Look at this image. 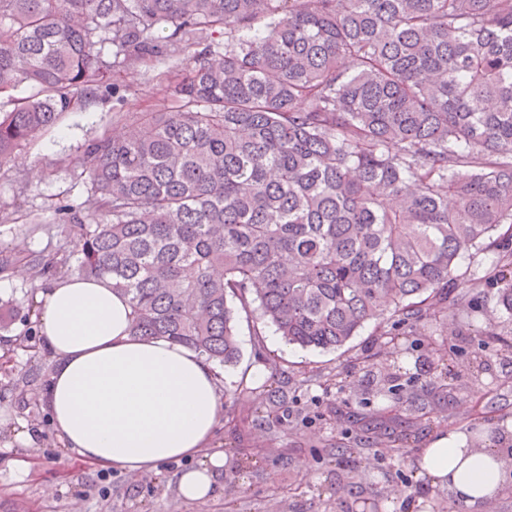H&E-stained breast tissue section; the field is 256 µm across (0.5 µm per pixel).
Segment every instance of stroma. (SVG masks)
Wrapping results in <instances>:
<instances>
[{"mask_svg":"<svg viewBox=\"0 0 512 512\" xmlns=\"http://www.w3.org/2000/svg\"><path fill=\"white\" fill-rule=\"evenodd\" d=\"M123 81L128 90L120 107L107 102L66 113L0 167V251L50 253L68 243L67 227L54 223L53 209L59 201L83 194L69 164L78 146L115 128V111L153 112L167 106L161 71L138 68L124 73ZM31 214L44 221L35 233L27 222ZM466 287L477 303L449 310L454 343L467 345L473 330L488 326L507 330L504 319L488 316L491 301L485 281L474 275ZM239 343L238 363L225 368L223 391L230 398L254 387L248 373L263 364L248 329H241ZM264 346L280 365L279 415L287 429L271 434L254 425L251 416L268 405L267 397L241 404L244 422L221 427L212 444L224 451L228 476L214 496L198 502L184 499L179 491L183 463L132 477L92 467L65 449L44 409L31 401L25 383L33 367L53 370L52 360L44 356L34 365L28 353L14 351L9 368L0 369V512H365L372 500L393 512H415L420 499L449 507L447 492L425 488L415 478V452L364 450L347 466L337 465L326 453L329 445H350L355 434L373 427L395 403L391 395L380 401L367 396L363 362L380 350L373 324L335 351L289 348L271 331ZM449 364L453 398L434 402L429 427L414 432L417 449L427 447L444 429L465 432L480 443L512 420V364L490 355V371L478 380L470 355H453ZM21 427L31 431V439L15 436ZM257 446L266 450L260 467H240L238 449Z\"/></svg>","mask_w":512,"mask_h":512,"instance_id":"obj_1","label":"stroma"}]
</instances>
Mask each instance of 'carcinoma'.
I'll return each mask as SVG.
<instances>
[{
	"instance_id": "1",
	"label": "carcinoma",
	"mask_w": 512,
	"mask_h": 512,
	"mask_svg": "<svg viewBox=\"0 0 512 512\" xmlns=\"http://www.w3.org/2000/svg\"><path fill=\"white\" fill-rule=\"evenodd\" d=\"M163 68L169 106L82 144L74 248L31 255L41 285L108 280L131 333L219 365L239 325L334 350L376 321L383 345L444 335L463 260L512 323V0H0V164L120 74ZM27 298L15 349L39 353ZM475 333L473 373L487 370ZM428 370L449 374L445 341ZM385 360L365 376L385 389ZM426 418L413 389L401 401ZM369 448L411 452L376 432Z\"/></svg>"
}]
</instances>
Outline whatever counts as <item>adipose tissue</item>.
Wrapping results in <instances>:
<instances>
[{"label": "adipose tissue", "mask_w": 512, "mask_h": 512, "mask_svg": "<svg viewBox=\"0 0 512 512\" xmlns=\"http://www.w3.org/2000/svg\"><path fill=\"white\" fill-rule=\"evenodd\" d=\"M39 320L54 362L41 401L65 447L128 474L193 460L180 492L212 496L224 467L223 451L209 449L224 419L223 371L187 347L133 336L129 300L105 280L51 281ZM502 439H512V423ZM499 440L474 446L461 432L440 435L422 450L417 473L468 512H484L507 481Z\"/></svg>", "instance_id": "ef3b65f1"}]
</instances>
